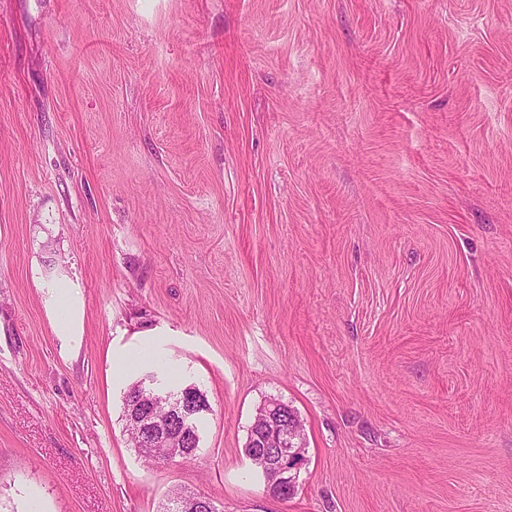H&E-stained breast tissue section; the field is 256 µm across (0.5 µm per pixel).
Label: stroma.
<instances>
[{"mask_svg": "<svg viewBox=\"0 0 512 512\" xmlns=\"http://www.w3.org/2000/svg\"><path fill=\"white\" fill-rule=\"evenodd\" d=\"M150 374L206 394L194 460L130 446ZM271 397L288 500L244 453ZM174 488L512 512V0H0V512ZM50 322L61 339L76 341L81 332L80 314L71 298L63 299L61 295L49 308ZM285 405L269 398L258 410L252 425V452L245 448L252 463L259 464L258 473L269 494L282 500L285 493L298 488L301 466L306 461V437L300 420L284 414ZM257 430V432H255Z\"/></svg>", "mask_w": 512, "mask_h": 512, "instance_id": "1", "label": "stroma"}]
</instances>
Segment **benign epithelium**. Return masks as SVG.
<instances>
[{
  "label": "benign epithelium",
  "instance_id": "1",
  "mask_svg": "<svg viewBox=\"0 0 512 512\" xmlns=\"http://www.w3.org/2000/svg\"><path fill=\"white\" fill-rule=\"evenodd\" d=\"M147 396L140 395L133 401L128 423L139 434L143 447L161 444L169 449L170 460L175 461L188 452L186 448H173L174 436L187 437L188 428L198 411L210 410L209 402L200 400L192 408L174 396L170 402L173 417L163 419L155 415L146 404ZM285 405L276 398L268 399L258 410L252 425L253 449L249 459L259 464L258 473L266 483L269 494L277 499L298 488L301 466L306 461V437L297 417L284 414ZM165 507L172 512H206L208 502L201 496L176 494L167 498Z\"/></svg>",
  "mask_w": 512,
  "mask_h": 512
}]
</instances>
